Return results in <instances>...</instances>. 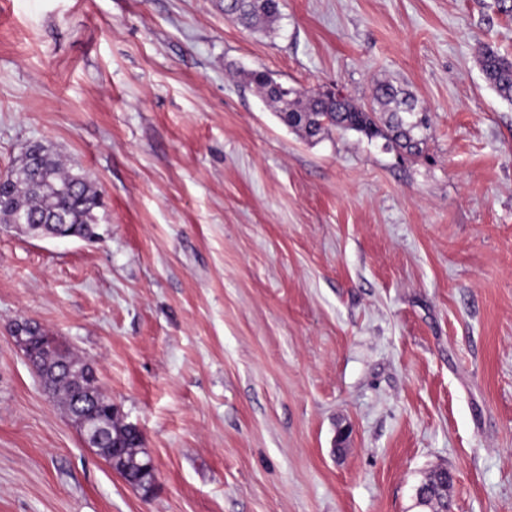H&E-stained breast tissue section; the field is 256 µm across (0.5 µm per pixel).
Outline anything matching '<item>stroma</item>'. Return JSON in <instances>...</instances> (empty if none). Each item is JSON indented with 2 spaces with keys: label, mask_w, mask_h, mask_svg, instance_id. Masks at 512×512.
<instances>
[{
  "label": "stroma",
  "mask_w": 512,
  "mask_h": 512,
  "mask_svg": "<svg viewBox=\"0 0 512 512\" xmlns=\"http://www.w3.org/2000/svg\"><path fill=\"white\" fill-rule=\"evenodd\" d=\"M492 0H0V173L39 142L96 240L0 224V512H512V55ZM426 108L422 152L308 139L246 79ZM93 365L155 465L130 486L9 332ZM350 431L337 448L339 429ZM278 0H224V15L247 29L268 28L278 19ZM477 63L486 83L502 99L512 102V58L485 45L479 52ZM446 471H444V470L433 471L432 473L429 474L426 481L419 486V487L424 486V485L427 486L428 484H430L431 489L433 490V495L432 494L430 495L429 502H431L432 497L434 496L435 498H437L439 500V503L442 508L447 507V497H446V493L443 492V490H446L448 488V509L438 510V508H437L435 510H431L433 512H446L447 510H448V512L450 511L451 501H452V493H453V482H452L451 474L448 472V475H447Z\"/></svg>",
  "instance_id": "35a3bbf8"
}]
</instances>
